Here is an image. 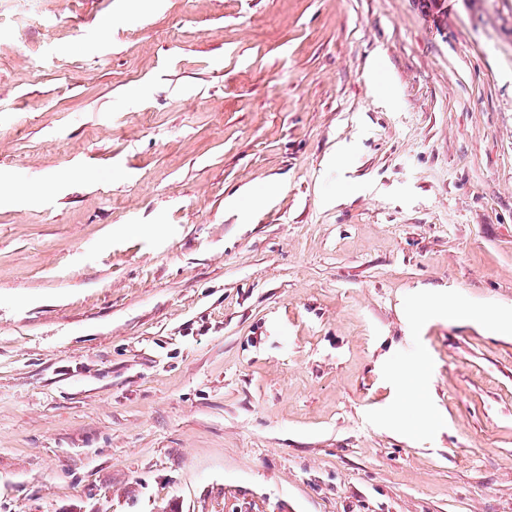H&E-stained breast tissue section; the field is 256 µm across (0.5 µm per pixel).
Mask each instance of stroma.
<instances>
[{"instance_id":"obj_1","label":"stroma","mask_w":512,"mask_h":512,"mask_svg":"<svg viewBox=\"0 0 512 512\" xmlns=\"http://www.w3.org/2000/svg\"><path fill=\"white\" fill-rule=\"evenodd\" d=\"M447 4L0 0V512H512V0ZM425 373V366L417 364L413 369L399 374L401 383V403L394 407L393 413L399 416V411L406 403H415L422 405L423 398L421 394V382Z\"/></svg>"}]
</instances>
